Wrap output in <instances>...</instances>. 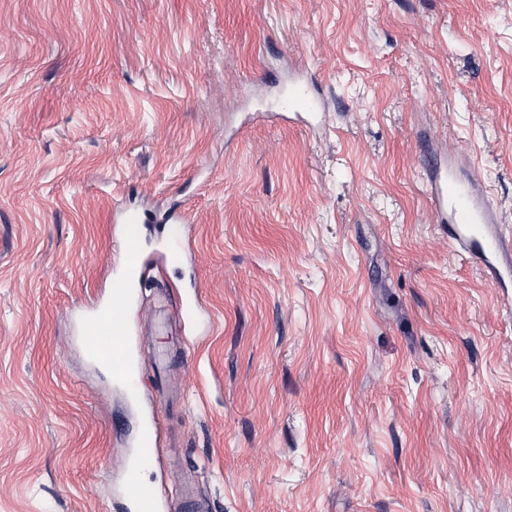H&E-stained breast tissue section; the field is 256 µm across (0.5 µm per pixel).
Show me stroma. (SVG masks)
I'll return each mask as SVG.
<instances>
[{
    "label": "stroma",
    "instance_id": "1",
    "mask_svg": "<svg viewBox=\"0 0 512 512\" xmlns=\"http://www.w3.org/2000/svg\"><path fill=\"white\" fill-rule=\"evenodd\" d=\"M431 144L512 231V0H0V512H133L148 420L163 512H512V306ZM422 183L436 224H448L453 247L482 268L496 288H512V235L475 168L447 147L435 150ZM116 223L127 224L124 228L129 241V250L122 270L115 276L112 306L97 315L96 324L99 331L93 334L97 337L93 339L92 345L94 351L104 353L103 346L100 344V336L106 334L112 339L113 366L115 373L121 375L128 368L131 351L130 331L124 309L130 298V289L136 288L135 271L141 262L136 245V224H141V217L135 213H128Z\"/></svg>",
    "mask_w": 512,
    "mask_h": 512
}]
</instances>
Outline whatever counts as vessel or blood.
Instances as JSON below:
<instances>
[{
  "label": "vessel or blood",
  "instance_id": "b4317fda",
  "mask_svg": "<svg viewBox=\"0 0 512 512\" xmlns=\"http://www.w3.org/2000/svg\"><path fill=\"white\" fill-rule=\"evenodd\" d=\"M422 183L434 220L447 225L453 246L480 266L496 287L512 286V235L505 233L500 213L474 167L440 147ZM122 221L131 246L113 284L112 304L96 318L100 334L112 340L113 366L119 374L127 369L130 358V331L124 309L140 264L135 241L141 218L128 213ZM134 506L136 512H160L161 499L155 489L139 486L135 489Z\"/></svg>",
  "mask_w": 512,
  "mask_h": 512
}]
</instances>
